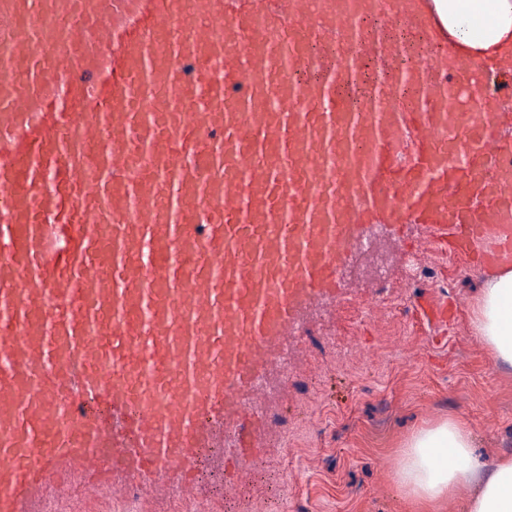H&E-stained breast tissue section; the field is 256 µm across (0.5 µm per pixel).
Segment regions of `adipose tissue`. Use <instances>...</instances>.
Wrapping results in <instances>:
<instances>
[{
    "label": "adipose tissue",
    "instance_id": "adipose-tissue-1",
    "mask_svg": "<svg viewBox=\"0 0 512 512\" xmlns=\"http://www.w3.org/2000/svg\"><path fill=\"white\" fill-rule=\"evenodd\" d=\"M452 53L491 59L512 53V0H433ZM472 331L494 367L512 368V264L493 267L473 310ZM466 424L448 419L408 438L396 478L408 497L437 506L469 493L468 512H512V457L479 463Z\"/></svg>",
    "mask_w": 512,
    "mask_h": 512
}]
</instances>
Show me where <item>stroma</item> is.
<instances>
[{
  "mask_svg": "<svg viewBox=\"0 0 512 512\" xmlns=\"http://www.w3.org/2000/svg\"><path fill=\"white\" fill-rule=\"evenodd\" d=\"M382 231L389 288L361 275L325 310L307 312L291 370L270 378L255 430L262 453L240 480L209 458L202 497L175 502L160 488L141 497L138 512H413L390 461L439 420L466 423L476 456H512V371L493 368L471 329L482 272L427 247L423 225ZM419 259L432 274L413 283ZM425 295L464 306L442 324L422 310ZM340 342L349 357L337 356Z\"/></svg>",
  "mask_w": 512,
  "mask_h": 512,
  "instance_id": "35a3bbf8",
  "label": "stroma"
}]
</instances>
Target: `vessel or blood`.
Segmentation results:
<instances>
[{"label":"vessel or blood","mask_w":512,"mask_h":512,"mask_svg":"<svg viewBox=\"0 0 512 512\" xmlns=\"http://www.w3.org/2000/svg\"><path fill=\"white\" fill-rule=\"evenodd\" d=\"M381 11L430 53L399 68ZM510 93L512 55H449L425 0H0V512L199 498L222 437L239 472L264 365L363 225L512 257ZM115 498L104 493L96 499H88L79 491H75L63 499H57V512H119L115 510L118 507Z\"/></svg>","instance_id":"vessel-or-blood-1"}]
</instances>
